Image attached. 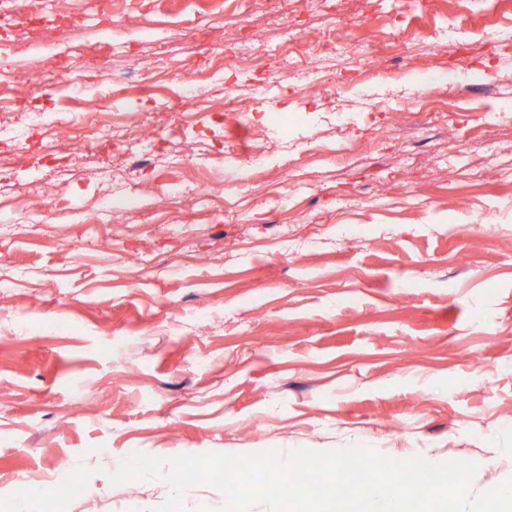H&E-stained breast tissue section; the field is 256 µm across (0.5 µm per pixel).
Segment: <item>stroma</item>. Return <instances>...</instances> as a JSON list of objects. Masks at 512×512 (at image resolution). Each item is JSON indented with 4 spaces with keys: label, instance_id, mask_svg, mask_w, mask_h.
<instances>
[{
    "label": "stroma",
    "instance_id": "stroma-1",
    "mask_svg": "<svg viewBox=\"0 0 512 512\" xmlns=\"http://www.w3.org/2000/svg\"><path fill=\"white\" fill-rule=\"evenodd\" d=\"M457 8L410 0L401 20L397 0H208L187 31L176 14L137 10L57 45L66 59L116 44L111 60L87 59L91 82L13 90L29 113L94 129V112L66 111L67 98L106 108L129 49L161 67L131 84L133 103L151 112L168 97L175 122L180 79L208 67L215 42L273 51L237 82L242 99L272 101L315 79L313 47L340 29L354 48L338 73L394 74L328 111L285 100L259 177L235 163L209 170L213 155L257 141L253 113L223 118L224 75L203 81L212 130L163 140L145 173L174 184L176 205L140 189L114 207L101 172L120 161L103 138L0 172V512H16L23 487L30 512H157L165 476L109 481L134 452L362 445L475 462V493L512 475V7L469 0L471 31L436 42L439 15ZM488 19L510 39L461 61ZM296 32L307 54L279 55ZM377 32L400 40L399 60L370 54ZM443 83L466 101L426 111ZM342 129L353 152L310 156ZM52 182L64 194L47 208L36 192ZM63 464L84 495L54 496Z\"/></svg>",
    "mask_w": 512,
    "mask_h": 512
}]
</instances>
